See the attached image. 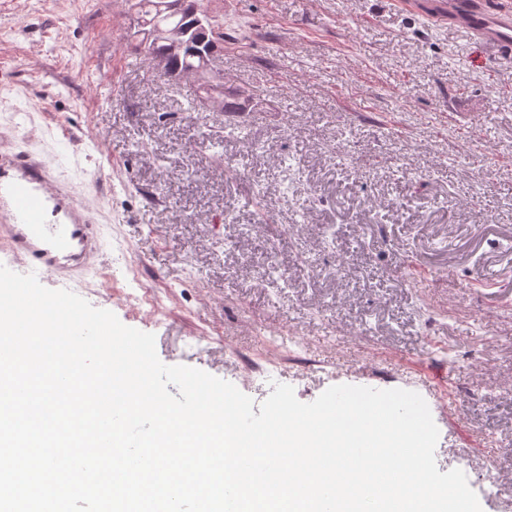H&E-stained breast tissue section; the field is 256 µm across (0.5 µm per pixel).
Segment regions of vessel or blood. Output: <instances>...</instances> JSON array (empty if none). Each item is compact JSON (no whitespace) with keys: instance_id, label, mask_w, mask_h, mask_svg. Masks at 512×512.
<instances>
[{"instance_id":"vessel-or-blood-1","label":"vessel or blood","mask_w":512,"mask_h":512,"mask_svg":"<svg viewBox=\"0 0 512 512\" xmlns=\"http://www.w3.org/2000/svg\"><path fill=\"white\" fill-rule=\"evenodd\" d=\"M449 20L470 39L512 60V0H395ZM0 234L19 273H35L66 288L80 285L101 251L95 224L55 176L49 162L0 156Z\"/></svg>"}]
</instances>
